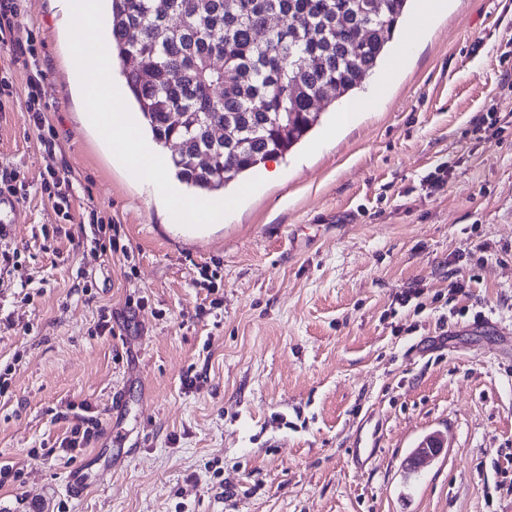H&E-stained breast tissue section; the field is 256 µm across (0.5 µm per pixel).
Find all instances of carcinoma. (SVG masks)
Segmentation results:
<instances>
[{"label": "carcinoma", "mask_w": 512, "mask_h": 512, "mask_svg": "<svg viewBox=\"0 0 512 512\" xmlns=\"http://www.w3.org/2000/svg\"><path fill=\"white\" fill-rule=\"evenodd\" d=\"M112 57L176 178L204 197L313 128L386 55L408 0H109ZM292 20L279 28L270 20ZM177 24H172V20Z\"/></svg>", "instance_id": "obj_1"}]
</instances>
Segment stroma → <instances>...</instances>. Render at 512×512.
<instances>
[{
    "instance_id": "obj_1",
    "label": "stroma",
    "mask_w": 512,
    "mask_h": 512,
    "mask_svg": "<svg viewBox=\"0 0 512 512\" xmlns=\"http://www.w3.org/2000/svg\"><path fill=\"white\" fill-rule=\"evenodd\" d=\"M18 10L0 45V169L22 185L0 239V512H512V0H447L411 55L393 42L365 112L343 128L346 99L326 107L220 224L171 223L99 141L58 0ZM116 393L123 441L69 499L95 446L60 442ZM433 432L444 452L406 475ZM94 464L92 458L70 468L66 475V486L69 494L74 498L85 496L89 489V470Z\"/></svg>"
}]
</instances>
